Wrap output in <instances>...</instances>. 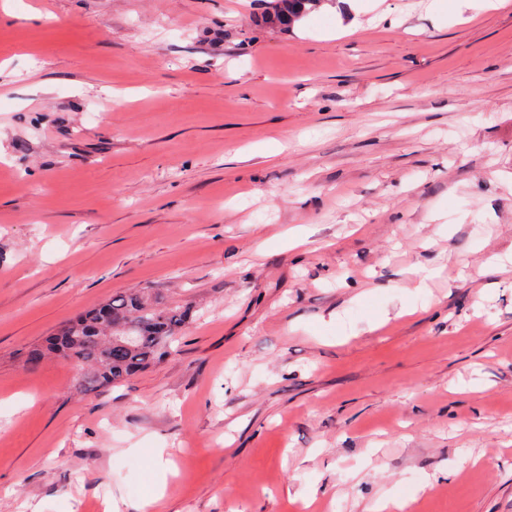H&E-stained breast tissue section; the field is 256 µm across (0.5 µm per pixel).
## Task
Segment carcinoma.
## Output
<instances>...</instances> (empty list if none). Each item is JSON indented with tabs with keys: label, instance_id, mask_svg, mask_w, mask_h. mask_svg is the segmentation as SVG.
<instances>
[{
	"label": "carcinoma",
	"instance_id": "cac0c4a2",
	"mask_svg": "<svg viewBox=\"0 0 512 512\" xmlns=\"http://www.w3.org/2000/svg\"><path fill=\"white\" fill-rule=\"evenodd\" d=\"M319 0H270L259 17L262 24L290 28ZM111 310L110 325L100 320ZM188 305H171L151 289L123 292L64 325L46 349H34L28 362L38 366L45 352L74 355L87 367L83 387L108 390L145 371L167 356L175 338L192 321Z\"/></svg>",
	"mask_w": 512,
	"mask_h": 512
}]
</instances>
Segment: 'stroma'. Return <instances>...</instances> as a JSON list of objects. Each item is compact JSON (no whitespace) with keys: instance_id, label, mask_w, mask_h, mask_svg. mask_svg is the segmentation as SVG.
I'll use <instances>...</instances> for the list:
<instances>
[{"instance_id":"1","label":"stroma","mask_w":512,"mask_h":512,"mask_svg":"<svg viewBox=\"0 0 512 512\" xmlns=\"http://www.w3.org/2000/svg\"><path fill=\"white\" fill-rule=\"evenodd\" d=\"M409 2L0 0V512H512V0ZM142 288L161 361L27 365ZM318 2L319 0H272L267 3L258 21L273 27L290 28Z\"/></svg>"}]
</instances>
